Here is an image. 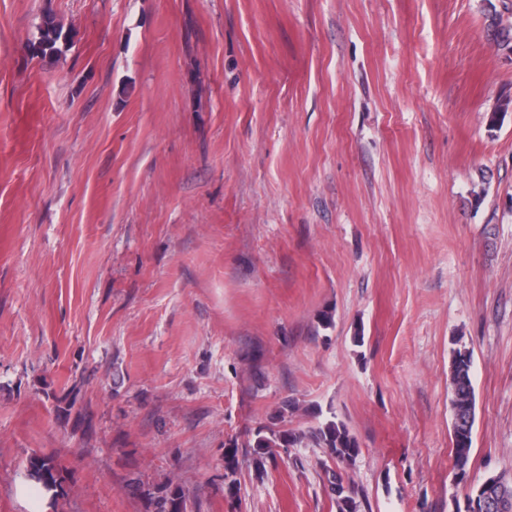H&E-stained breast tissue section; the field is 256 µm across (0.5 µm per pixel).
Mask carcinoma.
Segmentation results:
<instances>
[{
    "instance_id": "1",
    "label": "carcinoma",
    "mask_w": 512,
    "mask_h": 512,
    "mask_svg": "<svg viewBox=\"0 0 512 512\" xmlns=\"http://www.w3.org/2000/svg\"><path fill=\"white\" fill-rule=\"evenodd\" d=\"M488 36L497 50L512 53V18L491 8L485 14ZM69 41L68 33L56 16L48 12L41 19L38 38L28 45L34 57L52 60L58 57ZM471 355L466 350L454 351L450 369L452 442L456 475L464 477L472 448V431L475 422V397L471 380ZM311 442L326 449L336 468H327L326 476L329 495L336 503L337 512H359L353 488L345 482L343 473L358 455L356 438L336 413L320 420L306 431L294 432L273 425L257 428L246 444L256 466H264L268 460H275L277 449L293 448L304 442ZM240 466L239 447L232 440L224 449V493L229 498L237 495L235 475ZM24 480H33L41 486L49 504H54L64 495L66 476L52 454H35L28 460L22 473ZM492 485L487 489L490 495L502 500L512 512V477L499 474L490 477ZM133 493H140L146 503V512H187L186 496L181 485L169 482L153 491L141 489V483L132 479L127 484Z\"/></svg>"
}]
</instances>
